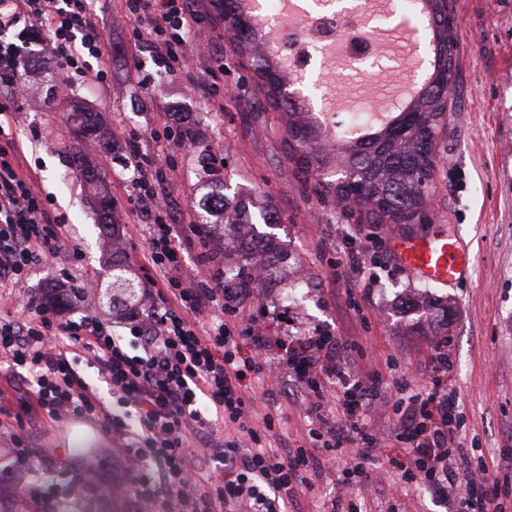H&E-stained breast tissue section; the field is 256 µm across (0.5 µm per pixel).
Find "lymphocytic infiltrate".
Masks as SVG:
<instances>
[{"label":"lymphocytic infiltrate","mask_w":512,"mask_h":512,"mask_svg":"<svg viewBox=\"0 0 512 512\" xmlns=\"http://www.w3.org/2000/svg\"><path fill=\"white\" fill-rule=\"evenodd\" d=\"M125 13L137 41L145 43L163 74L174 73L204 31L198 0H125ZM105 22L92 0H0V112L15 113L24 97L25 75L33 50L47 52L65 81L106 80L93 61L107 52ZM17 140L0 145V288L24 295L27 268L56 257L66 230L52 216L35 174L23 163ZM138 140H131L128 163L134 192L130 210L146 233L142 254L156 297L131 316L130 337L112 333L88 317L65 319L61 304L27 303V312L0 314V366L21 377L28 397L14 416L21 443L30 414L45 412L54 421L87 415L103 428L130 436L119 454L130 485L146 499L175 496L185 505L204 498L205 512H301L292 489L309 468H322L344 444L355 445V459L344 477L362 475L378 441L374 429L350 421L355 409L374 410L380 387L377 372L347 361L335 336L291 337V351L280 363L310 399L309 448L279 447L278 430L286 418L281 403L258 413L242 385L245 373L268 380L265 359L269 338L259 327L244 326L240 311L254 302L249 288H229L223 269L208 280L181 272L186 227L170 221V204L160 196L167 179L141 161ZM253 347L239 361L240 340ZM96 365L126 408L116 415L72 366L76 357ZM343 392L346 420L332 422L322 413L333 389ZM453 390L433 388L413 395L397 419L396 440L408 448L407 478H420L455 512H470L473 500L454 494L460 480L455 454L459 426ZM139 430H131L130 420ZM223 422L224 437L204 430ZM207 456L213 470L200 486L196 463Z\"/></svg>","instance_id":"f902f5d3"}]
</instances>
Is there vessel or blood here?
Here are the masks:
<instances>
[{"mask_svg": "<svg viewBox=\"0 0 512 512\" xmlns=\"http://www.w3.org/2000/svg\"><path fill=\"white\" fill-rule=\"evenodd\" d=\"M393 254L408 274L441 286L457 285L469 276L471 259L463 243L439 231L401 239Z\"/></svg>", "mask_w": 512, "mask_h": 512, "instance_id": "vessel-or-blood-1", "label": "vessel or blood"}]
</instances>
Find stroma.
<instances>
[{
	"mask_svg": "<svg viewBox=\"0 0 512 512\" xmlns=\"http://www.w3.org/2000/svg\"><path fill=\"white\" fill-rule=\"evenodd\" d=\"M94 4L112 43L99 63L108 73V88L77 82L68 97H53L62 72L47 53H35L28 63L29 93L11 125L40 191L72 232L58 258L32 264L28 296L51 294L72 273L91 276L93 290L83 303L65 309V317L87 314L114 333L128 335L125 318L109 314L101 303L112 274V245L100 233L99 216L86 202L90 189L71 157L86 155L104 178L114 205L112 219L125 244L120 259L128 264L142 301L149 288L139 263L145 234L127 203L124 141L167 126L184 127L180 142L149 140L143 145L148 167L172 166L181 174L165 187L177 223H196L211 164L220 171L229 203L265 206L277 216L271 231L281 259L258 290L260 305L242 314L243 320L264 324L271 339L267 359L285 356L290 335L326 332L353 343L350 357L381 376L389 405L365 419L379 430L380 443L364 476L339 488L351 460L346 452L322 473L307 472L310 487L297 493L303 512H448L423 481L404 479L408 455L394 439L391 408L398 397L394 380L410 377L414 394L432 389L435 381L422 375L420 364L441 340L449 359L442 383L455 391L459 405L457 455L466 463H485L505 512H512V0H449L459 39L458 78L437 138L431 204L425 217L412 224L367 221L359 208L339 205L335 197L320 193L315 181L298 169L289 157L282 120L269 108L246 58L234 52L235 32L221 12H209L215 36L209 54L189 55L175 74L145 87L134 66L149 56L129 34L124 0ZM365 21L370 31L426 43L419 18L369 12ZM421 66L413 54L401 74L392 68L357 73L339 66L310 69L305 79L324 82L316 107L325 106L326 96L342 97V105L333 109L340 121L354 107L372 114L389 108L395 93L380 98L376 87L414 81ZM78 109L99 113L103 133L75 134L69 116ZM435 224L469 248L470 278L454 288L425 287L392 255V238L425 232ZM352 251L360 252L373 287L350 277L346 256ZM181 260L184 272L199 276L209 262L219 263L228 280L254 265L246 246L225 248L220 223L211 229L209 247L190 236ZM299 276L307 285L289 299ZM124 445L123 439L98 430L88 455L71 468L45 472L46 482L56 489L59 512H141L133 495L109 491L121 480L113 451ZM14 448L10 429L0 428V512H13L17 494L33 480L30 466L15 463ZM75 471L96 485V492L73 487Z\"/></svg>",
	"mask_w": 512,
	"mask_h": 512,
	"instance_id": "stroma-1",
	"label": "stroma"
}]
</instances>
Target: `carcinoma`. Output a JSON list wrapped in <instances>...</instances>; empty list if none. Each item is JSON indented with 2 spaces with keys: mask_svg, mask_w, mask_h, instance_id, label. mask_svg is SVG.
<instances>
[{
  "mask_svg": "<svg viewBox=\"0 0 512 512\" xmlns=\"http://www.w3.org/2000/svg\"><path fill=\"white\" fill-rule=\"evenodd\" d=\"M243 0H224V14L236 32L233 50L251 56L255 73L265 89L268 104L285 118L292 159L307 175L320 178V191L342 202H353L374 220L410 224L429 206L430 183L436 166V142L448 107V94L456 78L458 38L453 13L445 12L441 0H426L428 46L434 63L432 80L422 85L416 102L395 114V120L374 136L358 139L330 135L321 125L304 117V101L284 93L288 84L276 57L262 51L253 30L251 15ZM73 165L85 182L100 181L98 170L81 155ZM221 199L225 243L238 244L239 226L251 223L243 208L228 209L224 194L211 191L202 198L201 223L216 213L211 206ZM254 249L276 261L271 235L256 232ZM137 284L121 262L112 264V299L109 305L122 313L136 302Z\"/></svg>",
  "mask_w": 512,
  "mask_h": 512,
  "instance_id": "1",
  "label": "carcinoma"
}]
</instances>
